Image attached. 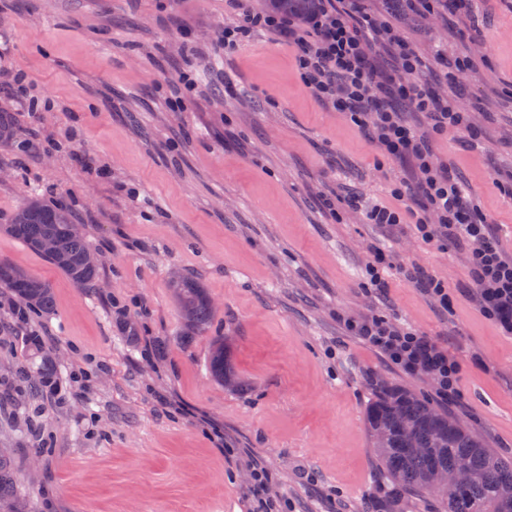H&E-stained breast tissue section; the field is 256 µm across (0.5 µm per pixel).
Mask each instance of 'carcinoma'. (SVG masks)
<instances>
[{
	"mask_svg": "<svg viewBox=\"0 0 512 512\" xmlns=\"http://www.w3.org/2000/svg\"><path fill=\"white\" fill-rule=\"evenodd\" d=\"M318 0H271L274 10L306 17L317 9ZM0 146L22 152L26 142L19 139L7 112H0ZM73 214L62 205H48L37 192L13 213L10 223L0 226L6 233L38 251L50 238L57 246L48 256L50 263L78 288H91L99 276L100 263L82 232L73 230ZM0 282L7 285L23 307L49 314L55 309L51 285L7 263H0ZM175 297L184 320V340L206 332L215 315L214 305L203 288L191 277L174 284ZM210 368L224 385L241 387L224 359V343L212 351ZM39 385L27 386L32 396L56 378L52 364L37 371ZM367 430L384 474L379 491L386 512H406L411 496L437 497L445 512H512V457L488 448L459 421L436 411L412 390L385 379L375 383V397L365 412ZM466 463L471 479L451 489L433 484L438 472H450ZM12 477V454H0V512H23Z\"/></svg>",
	"mask_w": 512,
	"mask_h": 512,
	"instance_id": "carcinoma-1",
	"label": "carcinoma"
}]
</instances>
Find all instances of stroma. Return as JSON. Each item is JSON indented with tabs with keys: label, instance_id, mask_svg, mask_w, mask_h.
Segmentation results:
<instances>
[{
	"label": "stroma",
	"instance_id": "1",
	"mask_svg": "<svg viewBox=\"0 0 512 512\" xmlns=\"http://www.w3.org/2000/svg\"><path fill=\"white\" fill-rule=\"evenodd\" d=\"M361 7L397 26L421 83L467 112L465 132L405 119L512 255V0H433L424 17L391 0ZM237 15L229 0H0V110L30 143L0 157V225L36 188L71 208L103 257L96 287L79 288L0 232V260L56 297L21 328L0 287V448L14 451L29 512H247L253 460L289 512H368L375 376L512 456V334L482 313L465 252L364 223L343 201L393 203L412 163L328 111L279 37L225 48ZM19 71L37 111L10 88ZM373 246L395 257L381 293L365 271ZM412 264L447 282L448 308L402 277ZM174 270L215 303L209 335L183 340ZM370 316L444 347L459 394L437 399L430 377L345 324ZM216 336L242 388L211 377ZM46 359L57 390L30 396L14 370Z\"/></svg>",
	"mask_w": 512,
	"mask_h": 512
}]
</instances>
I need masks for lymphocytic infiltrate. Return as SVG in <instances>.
Listing matches in <instances>:
<instances>
[{"instance_id": "obj_1", "label": "lymphocytic infiltrate", "mask_w": 512, "mask_h": 512, "mask_svg": "<svg viewBox=\"0 0 512 512\" xmlns=\"http://www.w3.org/2000/svg\"><path fill=\"white\" fill-rule=\"evenodd\" d=\"M254 31L288 39L296 48L302 75L317 98L335 111L350 113L356 123L369 128L385 155L415 159L417 176L409 193L422 198L424 208L423 216L415 223L417 236L464 248L482 311L512 333V257L500 250L486 217L471 206L453 171L434 165L426 138L407 125L391 103L392 97H400L425 113L437 132L467 121L456 105L436 101L419 84L421 62L412 48L389 24L366 19L357 25L346 11L324 5L302 27L294 18L275 11L243 9L239 23L225 27L222 40L225 47L232 48ZM382 42L392 44L408 76L406 84L395 85L391 73L381 70L371 55V47ZM346 325L394 365L434 376L439 398L455 395L458 365L428 338L378 318L350 319Z\"/></svg>"}]
</instances>
